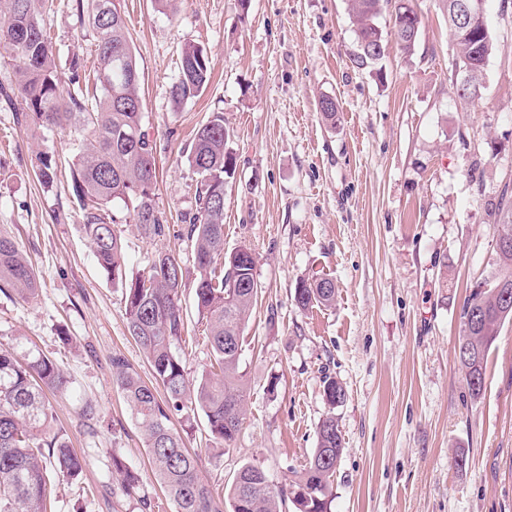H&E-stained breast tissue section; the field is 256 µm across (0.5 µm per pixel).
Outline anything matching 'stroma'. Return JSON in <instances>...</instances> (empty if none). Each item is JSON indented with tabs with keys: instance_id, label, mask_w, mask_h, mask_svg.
<instances>
[{
	"instance_id": "1",
	"label": "stroma",
	"mask_w": 512,
	"mask_h": 512,
	"mask_svg": "<svg viewBox=\"0 0 512 512\" xmlns=\"http://www.w3.org/2000/svg\"><path fill=\"white\" fill-rule=\"evenodd\" d=\"M414 54L388 44L381 74L356 68L347 0H122L142 74L144 129L155 145L163 241L124 225L127 270L146 271L157 249L194 279L184 234L198 179L182 149L198 125L224 117L236 161L224 185V250L249 247L258 298L245 329L243 426L231 446L203 415L174 417L203 475L227 493L243 465L291 478L334 413L345 442L332 477L331 512H512V320L487 358L471 399L455 357L461 307L495 271L491 216L512 186V0H485L494 49L482 97L459 99L450 75L456 45L445 0H415ZM44 29L59 55L94 60V35L72 0H54ZM207 51L211 80L174 106L169 87L186 42ZM335 98V120L317 108ZM70 158L72 137L33 135L0 103V229L15 236L42 288L25 301L0 293V344L22 342L57 358L70 381L50 394L53 429L84 463L79 482L56 483L54 512H174L155 481L140 428L112 381L113 355L150 379L129 335L120 286L86 244L66 175L41 185L36 149ZM336 284L328 307L300 310V280ZM187 331L178 347L190 376L210 363L192 288L181 295ZM346 390L329 409L325 378ZM93 420L78 414L81 402ZM142 478L140 498L119 492L113 457Z\"/></svg>"
}]
</instances>
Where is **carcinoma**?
<instances>
[{"label":"carcinoma","mask_w":512,"mask_h":512,"mask_svg":"<svg viewBox=\"0 0 512 512\" xmlns=\"http://www.w3.org/2000/svg\"><path fill=\"white\" fill-rule=\"evenodd\" d=\"M395 2L390 35L399 49L415 53L421 16L413 0H348L358 52L352 62L366 68L382 59L387 39L375 23L384 5ZM52 0H0V48L9 54L18 74L17 119L34 129H56L77 144L70 165V192L80 205L82 229L97 264L112 284L122 288L126 326L152 369L146 382L120 355L112 356V380L142 429L145 448L157 483L175 512H280L290 501L296 512H330L331 478L345 446L332 410L343 385L328 377L325 400L331 412L317 427V448L307 465L288 483L277 486L259 464L237 472L227 493L218 498L200 471L198 458L185 446L172 417L201 412L210 437L229 443L240 432L245 416L246 383L240 371L244 328L258 293L255 257L246 246L224 253V184L236 166L228 149L224 116L214 115L195 132L187 160L198 175L196 213L189 219L187 238L194 254L193 282L198 314L211 349V370L191 378L177 345L185 332L181 306L185 287L181 262L160 249L148 271L128 276L124 241L118 224L136 225L143 237L166 236L167 219L155 204L156 161L143 131L141 69L119 0H73L81 24L95 35L97 65L94 92L80 83L84 62L73 58L63 80L55 64L56 48L46 36L42 15ZM458 55L452 75L463 99L481 98L484 68L494 47L493 37L448 26ZM210 80L207 51L187 43L170 97L180 106L197 97ZM59 163L48 152L36 154L35 174L44 186L57 178ZM125 210L124 221L111 208ZM498 234L512 236V194L501 192L493 213ZM496 273L486 287L472 289L462 307V336L457 347L470 354L457 357L473 400L484 391L488 351L500 326L512 319L503 314L502 289L512 293V246L495 249ZM35 298L41 282L17 242L0 230V291ZM336 299L329 278L300 281L294 302L301 310L328 307ZM69 379L58 361L43 352L24 353L17 346L0 347V512H48L53 496L49 472L71 481L83 473V460L68 442L51 433L54 414L45 393L63 392ZM165 397H157L158 389ZM120 476L119 489L133 497L141 488L138 471L112 456ZM229 510H224V505Z\"/></svg>","instance_id":"obj_1"}]
</instances>
